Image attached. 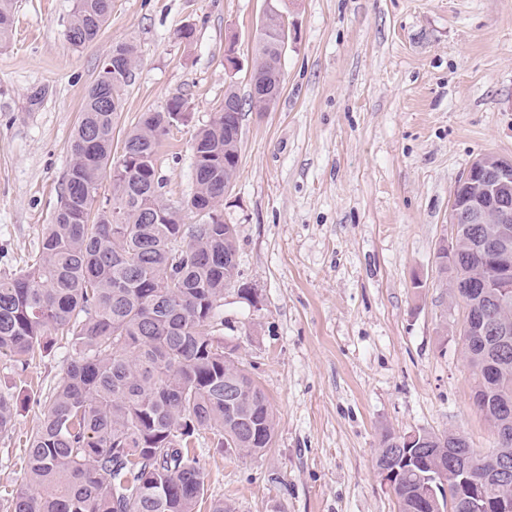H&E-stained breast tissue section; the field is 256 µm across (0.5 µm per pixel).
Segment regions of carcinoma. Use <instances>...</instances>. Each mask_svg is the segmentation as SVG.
Returning a JSON list of instances; mask_svg holds the SVG:
<instances>
[{"label":"carcinoma","instance_id":"obj_1","mask_svg":"<svg viewBox=\"0 0 512 512\" xmlns=\"http://www.w3.org/2000/svg\"><path fill=\"white\" fill-rule=\"evenodd\" d=\"M15 0H0V45L12 35ZM112 0H76L65 30L80 47L94 41ZM282 12L266 16L255 37L256 59L282 69ZM89 88L71 140V163L58 207L24 269L0 274V358L24 369L37 353L60 345L62 376L43 400L25 443V485L4 500L5 512H196L204 481L189 448L202 431L218 445L237 443L245 457L271 447L270 402L236 355L224 347V288L239 282L237 227L224 222L221 202L240 159L241 113L220 106L192 143L195 189L181 207L164 201L158 150L172 127L188 120L187 101L169 99L142 114L112 153V131L134 78L137 46L112 47ZM110 194L98 204L104 180ZM210 213L187 224L192 200ZM452 279L488 269L487 253L462 246L461 268L436 257ZM474 336L463 343L476 407L491 429L512 427V353L484 367ZM229 357H224V350ZM13 393L0 390V435L12 428ZM423 454L412 453L393 489L398 512H424L420 475L448 460V433L424 432ZM382 435L376 468L394 453ZM466 471L480 483L490 461L512 444L485 451L466 446ZM449 512H467L456 473L446 475Z\"/></svg>","mask_w":512,"mask_h":512}]
</instances>
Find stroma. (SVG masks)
Returning a JSON list of instances; mask_svg holds the SVG:
<instances>
[{
    "label": "stroma",
    "mask_w": 512,
    "mask_h": 512,
    "mask_svg": "<svg viewBox=\"0 0 512 512\" xmlns=\"http://www.w3.org/2000/svg\"><path fill=\"white\" fill-rule=\"evenodd\" d=\"M74 5L17 0L0 47V273L24 266L51 222L85 96L114 43L139 54L114 148L143 112L178 95L189 105L158 152L169 204L192 194V139L227 89L250 93L263 0H112L82 47L64 35ZM278 5L283 90L269 111L244 108L223 202L254 294L225 289L224 336L268 396L276 433L260 457L201 434L205 500L235 512H397L375 466L383 430L494 441L471 402L463 306L435 254L463 171L484 154L512 157V0ZM62 372L57 349L23 371L0 360V389L17 397L0 492L24 483L25 440Z\"/></svg>",
    "instance_id": "obj_1"
}]
</instances>
